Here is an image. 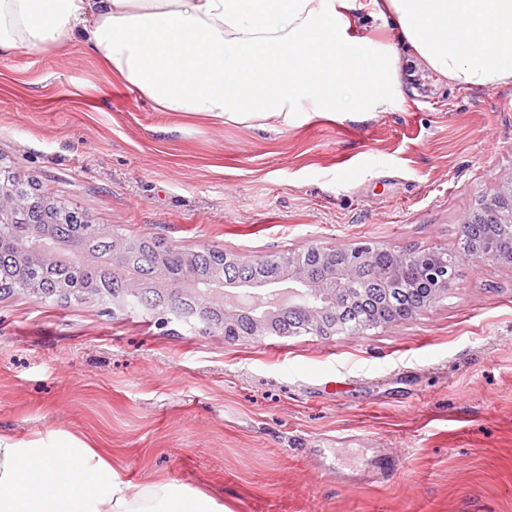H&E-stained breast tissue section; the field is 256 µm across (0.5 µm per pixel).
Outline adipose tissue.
Here are the masks:
<instances>
[{
    "mask_svg": "<svg viewBox=\"0 0 512 512\" xmlns=\"http://www.w3.org/2000/svg\"><path fill=\"white\" fill-rule=\"evenodd\" d=\"M0 0V51L80 44L161 112L247 127L364 120L402 95V55L466 88L512 83V0ZM369 27L393 28L377 43ZM0 512H224L130 487L86 440L0 434Z\"/></svg>",
    "mask_w": 512,
    "mask_h": 512,
    "instance_id": "ef3b65f1",
    "label": "adipose tissue"
}]
</instances>
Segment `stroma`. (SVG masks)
<instances>
[{"label":"stroma","instance_id":"35a3bbf8","mask_svg":"<svg viewBox=\"0 0 512 512\" xmlns=\"http://www.w3.org/2000/svg\"><path fill=\"white\" fill-rule=\"evenodd\" d=\"M395 109L263 130L156 111L81 46L0 55V165L93 223L189 253L453 251L512 172V84L402 59ZM434 308L225 338L93 298L0 299V432H68L131 486L229 512H512V266L460 260ZM344 382L313 394L318 376Z\"/></svg>","mask_w":512,"mask_h":512}]
</instances>
